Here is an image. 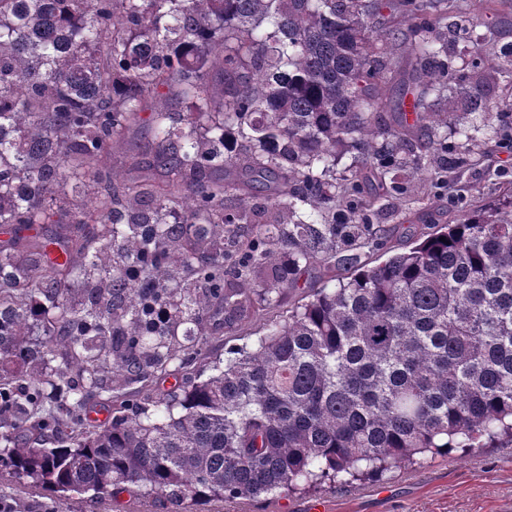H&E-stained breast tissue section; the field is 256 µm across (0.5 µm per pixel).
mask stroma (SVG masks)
Wrapping results in <instances>:
<instances>
[{
    "mask_svg": "<svg viewBox=\"0 0 512 512\" xmlns=\"http://www.w3.org/2000/svg\"><path fill=\"white\" fill-rule=\"evenodd\" d=\"M485 159L461 173L446 196H425L423 202L388 199L377 216L386 230L388 248L399 251L411 243L413 230L436 222L446 223L451 211L477 210L511 191L497 183L495 169L512 170V151L477 134ZM302 286L284 294L272 309L242 325L213 333L199 345L196 366L209 370L212 362L230 358L242 346L253 345L268 320L306 301L320 286L321 271L309 269ZM328 512H502L512 502V443L500 441L491 448H459L448 456L429 457L421 463L384 472L366 480L325 485L304 493H283L255 500L200 504V512H310L313 503ZM69 512H183L180 505L162 497H139L126 492L93 502L71 500Z\"/></svg>",
    "mask_w": 512,
    "mask_h": 512,
    "instance_id": "1",
    "label": "stroma"
}]
</instances>
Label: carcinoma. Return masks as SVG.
Masks as SVG:
<instances>
[{"instance_id": "1", "label": "carcinoma", "mask_w": 512, "mask_h": 512, "mask_svg": "<svg viewBox=\"0 0 512 512\" xmlns=\"http://www.w3.org/2000/svg\"><path fill=\"white\" fill-rule=\"evenodd\" d=\"M448 2L0 0V226L34 230L0 245L1 468L60 504L193 512L512 439V194L363 260L377 202L447 188L473 130L508 142L512 44L484 49L495 30ZM140 121L145 153L104 166ZM315 265L323 286L251 349L85 426ZM68 507L70 512H183L182 506L165 498H144L128 492L106 496L92 503L73 499Z\"/></svg>"}]
</instances>
